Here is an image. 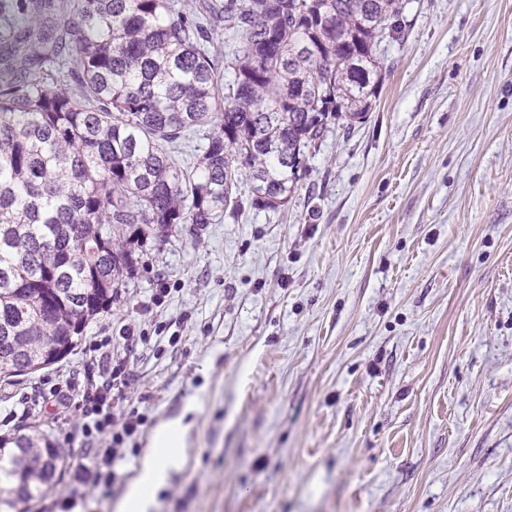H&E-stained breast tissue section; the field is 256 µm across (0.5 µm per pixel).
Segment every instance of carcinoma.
<instances>
[{
  "label": "carcinoma",
  "mask_w": 512,
  "mask_h": 512,
  "mask_svg": "<svg viewBox=\"0 0 512 512\" xmlns=\"http://www.w3.org/2000/svg\"><path fill=\"white\" fill-rule=\"evenodd\" d=\"M400 17L399 0H0V380L70 354L134 246L288 204L332 121L370 112ZM220 23L240 37L222 70ZM65 468L34 430L1 437L0 512Z\"/></svg>",
  "instance_id": "cac0c4a2"
}]
</instances>
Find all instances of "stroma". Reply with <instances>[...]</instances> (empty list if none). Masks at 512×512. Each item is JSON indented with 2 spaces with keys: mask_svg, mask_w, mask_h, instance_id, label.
Returning a JSON list of instances; mask_svg holds the SVG:
<instances>
[{
  "mask_svg": "<svg viewBox=\"0 0 512 512\" xmlns=\"http://www.w3.org/2000/svg\"><path fill=\"white\" fill-rule=\"evenodd\" d=\"M363 121L339 120L284 207L177 224L136 251L61 361L0 382V435L68 456L85 363L137 412L115 512L155 428L186 416L152 512H512V0H402Z\"/></svg>",
  "mask_w": 512,
  "mask_h": 512,
  "instance_id": "obj_1",
  "label": "stroma"
}]
</instances>
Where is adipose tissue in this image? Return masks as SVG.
Instances as JSON below:
<instances>
[{
    "label": "adipose tissue",
    "instance_id": "obj_1",
    "mask_svg": "<svg viewBox=\"0 0 512 512\" xmlns=\"http://www.w3.org/2000/svg\"><path fill=\"white\" fill-rule=\"evenodd\" d=\"M187 429L183 419L177 418L155 430L150 449L141 460L139 475L120 502L118 512H150L169 472L181 465L180 449Z\"/></svg>",
    "mask_w": 512,
    "mask_h": 512
}]
</instances>
